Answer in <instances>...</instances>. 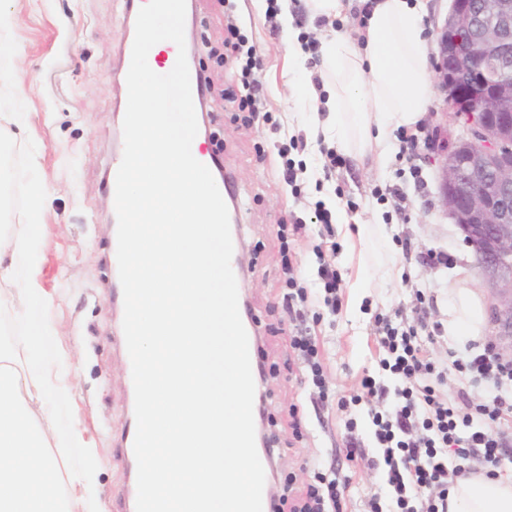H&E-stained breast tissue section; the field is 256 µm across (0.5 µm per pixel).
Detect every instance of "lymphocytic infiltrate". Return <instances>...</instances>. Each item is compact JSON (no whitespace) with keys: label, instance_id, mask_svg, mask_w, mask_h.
Wrapping results in <instances>:
<instances>
[{"label":"lymphocytic infiltrate","instance_id":"f902f5d3","mask_svg":"<svg viewBox=\"0 0 512 512\" xmlns=\"http://www.w3.org/2000/svg\"><path fill=\"white\" fill-rule=\"evenodd\" d=\"M383 370L396 380L394 390L377 385L371 377L361 382V400L385 404V411L370 414L374 438L382 450L367 458L360 441L347 437V461H366L385 472L387 496H373L369 512H448V487L464 473V464L476 462L495 475L504 454V439L490 426L512 414L502 397L492 403L471 405L466 388L459 389L458 403H449L439 389L443 378L435 361L420 343L414 325L407 320L380 317ZM291 346L310 373L321 400L329 388L319 359L318 341L309 327L297 328ZM452 365L468 385L512 382V363L501 362L492 347L453 360ZM314 483L293 504L290 512H343L348 488L336 469L318 470Z\"/></svg>","mask_w":512,"mask_h":512}]
</instances>
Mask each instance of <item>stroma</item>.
Listing matches in <instances>:
<instances>
[{"label": "stroma", "mask_w": 512, "mask_h": 512, "mask_svg": "<svg viewBox=\"0 0 512 512\" xmlns=\"http://www.w3.org/2000/svg\"><path fill=\"white\" fill-rule=\"evenodd\" d=\"M225 7L220 0H187L185 42L195 66L210 80L205 91L207 120L214 139L204 151L215 156L234 179L243 275L239 282L249 320L256 332L262 374L255 391L266 408L263 426L275 433L271 487L284 481L302 490L313 481L315 464L327 463L342 447L345 422L358 420L356 433L377 455L369 428L368 404L338 407L336 400L359 393L371 376L392 386L379 361L377 315L416 318L420 294L448 284L480 289L488 307L497 291L476 263L463 233L452 223L440 199L441 171L425 146L446 109L436 96L426 120L413 128L415 147L401 152L399 129H391L386 159L356 160L343 150L329 152L308 137L289 83L318 81L319 51L306 55L303 68L285 74L288 31L321 42L336 32L351 34L360 13L349 0L344 18H312L306 0H288L287 11L268 12L265 0H234L260 65L255 77L265 95L262 113L239 112V65L228 45ZM123 0H0V109L14 119L0 131V222L9 224L33 196L46 200L17 273L37 271L39 301L34 321L51 333L38 355L67 376L71 388L54 403L57 430L81 435L69 453L67 468L91 466L92 512H129L125 492L131 483L124 443L131 422L128 365L119 336L122 314L112 300L117 292L112 267V197L106 169L123 140V116L117 110L123 47L129 36ZM301 144L284 150L286 135ZM292 159L297 179L283 177L284 159ZM423 186H416V179ZM344 212L345 224L320 223L318 210ZM386 224L385 247L392 280L381 284L372 255L360 252L358 224ZM304 225L296 235L284 226ZM333 242L337 251L322 250ZM447 254V265L426 261L427 252ZM341 273L338 311L323 298L305 310L315 332L329 388L335 401L317 408L314 388L292 362L291 325L284 306L288 277L318 287L320 262ZM366 287L354 288L356 277ZM300 404L302 428L293 432L289 411ZM339 475L349 483L346 512H366L368 500L385 494L383 474L366 462L344 464Z\"/></svg>", "instance_id": "1"}]
</instances>
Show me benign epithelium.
<instances>
[{
	"label": "benign epithelium",
	"mask_w": 512,
	"mask_h": 512,
	"mask_svg": "<svg viewBox=\"0 0 512 512\" xmlns=\"http://www.w3.org/2000/svg\"><path fill=\"white\" fill-rule=\"evenodd\" d=\"M435 43L436 84L462 134L444 150L436 126L427 149L448 217L499 289L495 335L512 337V81L495 76L512 68V0H450Z\"/></svg>",
	"instance_id": "1"
}]
</instances>
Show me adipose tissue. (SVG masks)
I'll return each instance as SVG.
<instances>
[{
  "label": "adipose tissue",
  "instance_id": "adipose-tissue-1",
  "mask_svg": "<svg viewBox=\"0 0 512 512\" xmlns=\"http://www.w3.org/2000/svg\"><path fill=\"white\" fill-rule=\"evenodd\" d=\"M423 0H374L361 14L359 42L332 33L321 47V84L297 99L312 114L310 133L359 157L383 156L388 132L417 126L436 84L423 39ZM29 215L0 228V311L20 317L37 295L36 274L18 276L14 259L25 251ZM445 326L449 341H475L484 332L483 297L449 287ZM46 325L27 322L19 343H0V512H86L90 477L62 472L69 444L59 438L50 405L62 386L34 352ZM448 512H512V468L497 476L477 473L448 490Z\"/></svg>",
  "mask_w": 512,
  "mask_h": 512
}]
</instances>
